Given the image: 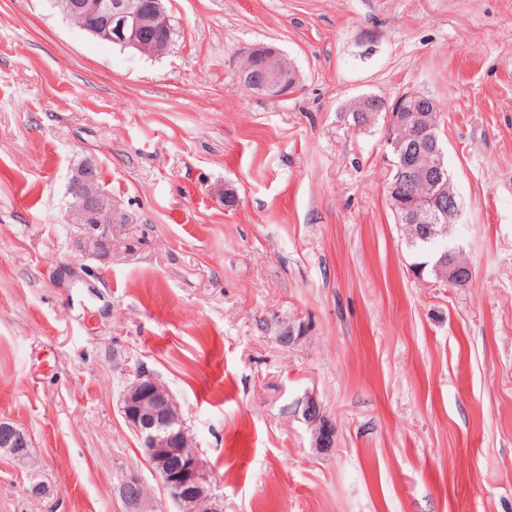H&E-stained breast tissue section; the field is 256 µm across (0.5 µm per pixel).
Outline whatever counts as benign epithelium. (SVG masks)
Here are the masks:
<instances>
[{"mask_svg": "<svg viewBox=\"0 0 512 512\" xmlns=\"http://www.w3.org/2000/svg\"><path fill=\"white\" fill-rule=\"evenodd\" d=\"M64 17L83 14L86 33L141 54L158 56L171 42V16L167 0H57ZM239 83L249 92L269 97L289 93L298 80L291 63L272 47H256L243 54L237 71ZM356 126L373 115L384 113L389 170L395 172L388 186L395 214L414 222L424 237L441 234L445 219L460 215L454 189L445 178V152L436 137L439 108L421 101L414 93H404L392 103H380L366 96L349 108ZM69 193L73 210L84 221L80 251L103 259L112 256V207L97 189V169L84 163L71 179ZM437 279L463 288L472 279V268L463 248L452 243L435 257ZM120 411L128 428L139 441L144 456L179 512H223L220 495L205 473L192 436L184 425L179 404L170 391L151 373L141 371L127 382ZM301 419L312 433V447H334L336 428L312 393L298 407ZM29 434L11 421L0 419V452L21 463L30 461ZM128 512H154V505L142 476L132 471L120 485Z\"/></svg>", "mask_w": 512, "mask_h": 512, "instance_id": "benign-epithelium-1", "label": "benign epithelium"}]
</instances>
